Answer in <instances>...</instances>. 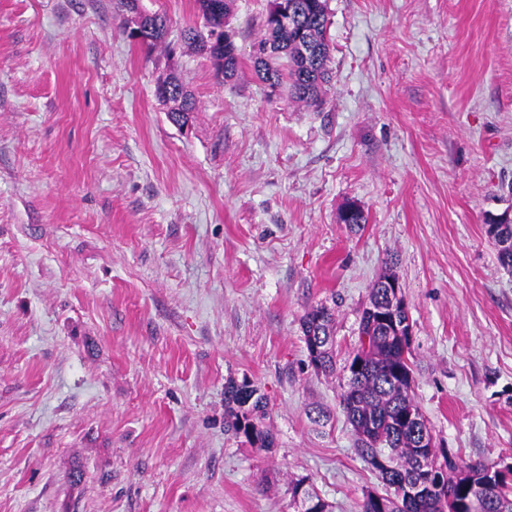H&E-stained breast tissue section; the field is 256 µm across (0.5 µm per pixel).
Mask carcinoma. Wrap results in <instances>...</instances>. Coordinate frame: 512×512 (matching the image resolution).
<instances>
[{"mask_svg": "<svg viewBox=\"0 0 512 512\" xmlns=\"http://www.w3.org/2000/svg\"><path fill=\"white\" fill-rule=\"evenodd\" d=\"M210 2L196 0L202 22L186 29L184 37L212 59L217 74L227 81L241 64L233 34L226 29L230 0H219L217 12ZM287 6L286 24L265 15L259 42L263 55L252 56L253 66L261 79L287 85L290 98L318 107L323 86L330 82L326 0H287ZM168 31L164 15L146 11L140 30H130L127 36L150 52L165 42ZM169 94V120L181 128L191 124L196 103L177 75L172 77ZM388 304L385 289L372 286L369 302L360 314V336L352 355L338 368L330 345L316 367L344 380L339 409L353 429L357 454L368 463L373 454L382 453L390 463V468L376 470L385 492L367 491L361 512H512V483L503 477L485 485L486 464L458 462L444 448L420 451L422 433L431 428L412 395L410 340L391 335L386 326L373 321L372 311ZM334 327L331 309L323 304L310 308L301 319L305 345L320 336L333 339ZM224 399L229 427L236 435L251 448L275 447L274 433L263 424L267 402L251 383L229 381ZM411 413L420 422L406 420ZM416 484L424 486V495L408 499L401 494L403 486ZM292 495L295 503L303 496L314 503L316 512H330L329 505L301 481L293 486Z\"/></svg>", "mask_w": 512, "mask_h": 512, "instance_id": "obj_1", "label": "carcinoma"}]
</instances>
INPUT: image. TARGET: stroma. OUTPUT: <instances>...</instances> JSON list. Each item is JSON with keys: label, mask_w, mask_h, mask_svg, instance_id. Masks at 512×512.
<instances>
[{"label": "stroma", "mask_w": 512, "mask_h": 512, "mask_svg": "<svg viewBox=\"0 0 512 512\" xmlns=\"http://www.w3.org/2000/svg\"><path fill=\"white\" fill-rule=\"evenodd\" d=\"M0 0V512H361L377 474L300 322L331 308L344 363L394 274L412 391L437 443L512 464V0H327L313 108L251 63L269 0H232L227 82L185 43L195 0ZM179 73V129L156 97ZM357 203L367 222L341 223ZM250 381L276 448L225 426ZM330 411L316 421L317 409ZM144 12V21L138 31V34L135 35L132 29L129 27L127 32L128 38L137 41L141 47H143L147 52L152 51L159 44L165 42L169 25L167 18L159 13H149L142 6ZM169 94L172 104L170 112L173 113L170 116L169 112H167L169 120L181 128L188 127L187 125L191 124L194 118L196 103L185 89L181 78L176 74H173Z\"/></svg>", "instance_id": "1"}]
</instances>
